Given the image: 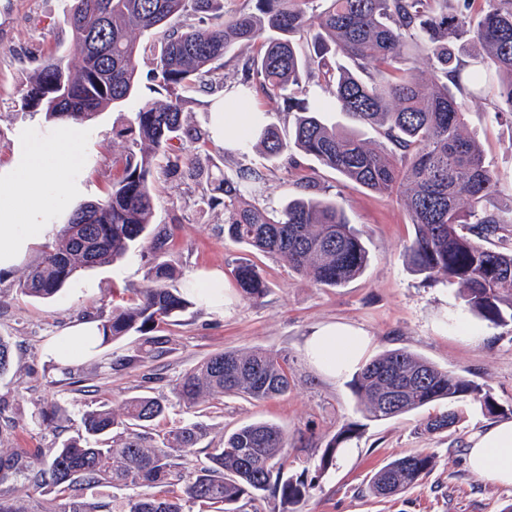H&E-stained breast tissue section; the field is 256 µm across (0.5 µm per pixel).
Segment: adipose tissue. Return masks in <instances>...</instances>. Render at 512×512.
Segmentation results:
<instances>
[{"label":"adipose tissue","mask_w":512,"mask_h":512,"mask_svg":"<svg viewBox=\"0 0 512 512\" xmlns=\"http://www.w3.org/2000/svg\"><path fill=\"white\" fill-rule=\"evenodd\" d=\"M264 120L253 102L239 98L228 108L217 97L211 106L210 133L233 151ZM81 138V130L69 124L56 127L42 141L21 137L12 165L0 168V268L12 265L34 242L49 239L52 227L44 218L52 194L78 188L73 174L79 165L76 147ZM99 336L97 323L72 327L53 347L56 360L69 364L88 357L96 351ZM370 344V337L358 328L328 324L307 336L303 353L309 364L336 380L358 368ZM467 458L479 477L512 486V420L496 421L475 433Z\"/></svg>","instance_id":"ef3b65f1"}]
</instances>
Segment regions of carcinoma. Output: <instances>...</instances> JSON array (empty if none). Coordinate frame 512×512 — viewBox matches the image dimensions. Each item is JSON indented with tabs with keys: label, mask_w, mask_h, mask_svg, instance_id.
Returning a JSON list of instances; mask_svg holds the SVG:
<instances>
[{
	"label": "carcinoma",
	"mask_w": 512,
	"mask_h": 512,
	"mask_svg": "<svg viewBox=\"0 0 512 512\" xmlns=\"http://www.w3.org/2000/svg\"><path fill=\"white\" fill-rule=\"evenodd\" d=\"M217 0H68L71 65L53 51L23 92L24 105L48 122L82 125L99 111L122 103L136 90L138 36L161 32L147 79L166 92L134 113L116 136L131 142L115 157L121 174L107 196L75 208L67 224L41 246L40 256L17 280L26 297L50 300L80 272L129 256L148 243L152 260L146 285L135 297L98 314L101 344L138 337L133 354L112 362L123 371L168 355L172 338L159 335L180 324L193 302L169 283L181 272L164 259L167 234L154 230L156 161L164 173L204 180L201 198L224 206V236L285 261L312 283L338 288L359 277L369 251L359 231L334 201L310 194L314 178L301 177L304 194L279 209L259 208L248 196L265 174L239 167L231 176L213 172L205 133L184 115L181 91L200 83L214 93L216 71L241 45L255 47L238 63L237 88L296 103L293 126L275 124L247 134L242 150L259 148L275 163L309 156L345 180L403 201L415 238L406 249L414 272L458 286L467 310L494 325L512 323V249L483 241L512 224V208L491 203L496 183L475 137L464 133L468 103L490 101L496 115L512 117V0H252L254 8L217 12ZM471 48L464 64L454 46ZM344 112L379 131L370 143L354 130L326 121ZM240 294H265L260 270L249 262L233 269ZM13 366L10 343L0 336V379ZM288 358L262 349L215 353L186 372L176 396L188 408L215 396L254 401L284 396L292 388ZM352 391L373 421L389 420L433 403L472 398L490 417L499 406L474 381L438 367L405 349L387 351L355 375ZM165 401L133 396L117 407L87 411L83 432L49 448L0 444V512H183L191 502L215 512H239L237 504L270 496L283 505L304 504L312 483L288 475V439L274 423L237 427L206 462L189 471L185 460L199 452L206 429L175 427L158 440L148 431L163 417ZM67 410L52 406L43 416L57 428ZM459 420L447 410L427 418L428 432L446 431ZM357 434L342 428L327 444L322 467ZM434 457L423 449L397 457L369 480V492L387 498L418 484ZM21 481L29 500L14 496ZM132 488L121 501L99 487ZM164 489V494L154 489Z\"/></svg>",
	"instance_id": "cac0c4a2"
}]
</instances>
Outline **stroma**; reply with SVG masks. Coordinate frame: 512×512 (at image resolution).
Instances as JSON below:
<instances>
[{"instance_id": "35a3bbf8", "label": "stroma", "mask_w": 512, "mask_h": 512, "mask_svg": "<svg viewBox=\"0 0 512 512\" xmlns=\"http://www.w3.org/2000/svg\"><path fill=\"white\" fill-rule=\"evenodd\" d=\"M71 53V34L63 18L62 0H0V167L9 166L19 146V132L41 140L53 125L42 113L27 108L23 89L35 68L36 50ZM147 86L116 108H106L83 124L78 147L81 187L62 205L50 206L47 221L67 222L80 204L104 198L116 171L112 166L113 133L127 125L134 112L153 99ZM467 131L483 146L485 161L499 186L495 199L512 207V120L495 117L490 105H470ZM214 163L225 171L239 166L260 168L265 185L252 201L280 207L298 196L301 173L315 176L320 197L340 204L368 245L369 263L362 276L340 288L317 286L288 268L282 260L252 251L224 236V210L200 208L203 191L191 181L158 175L154 222L168 234L167 258L185 280L202 272L224 276L225 309L194 305L171 327L172 353L121 372L112 360L131 354L134 337L110 343L78 361L77 383L53 370L49 345L78 320L110 311L132 289L142 287L148 255H135L116 264L82 272L49 301L34 300L16 291L23 269L40 254L39 245L12 266L0 269V336L12 344L14 366L0 380V443L8 448H39L57 440L42 421L52 405L66 407L70 421L66 436L76 435L83 414L102 404L119 405L127 398L149 394L168 403L157 431L191 422L206 426L205 446L215 447L225 432L254 421H270L288 436V472L312 480L311 500L291 512H504L512 504V487H501L475 475L466 464L470 435L490 422L477 401L438 402L393 419L370 421L359 410L348 380L320 374L304 358L306 336L327 323H346L371 338L369 356L406 349L456 374L473 380L499 405L501 418L512 419V324L493 325L465 312L457 288L424 279L410 270L405 250L414 228L399 198L379 195L344 181L317 160L302 158L301 170L271 165L259 151L225 152L208 142ZM253 262L266 281L265 294L242 298L232 269L240 260ZM236 349H263L287 356L294 388L288 396L252 401L216 397L204 410L189 409L177 400L180 378L207 355ZM453 409L455 426L442 433L423 429L425 419ZM358 433L345 443L327 470L319 464L324 448L348 423ZM423 449L433 455L432 471L416 487L381 500L366 493L370 476L397 455Z\"/></svg>"}]
</instances>
